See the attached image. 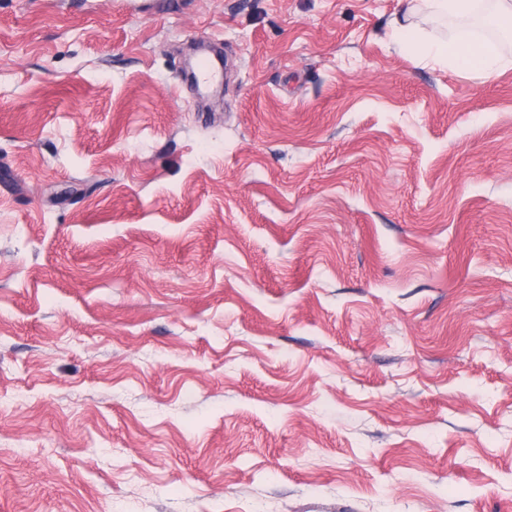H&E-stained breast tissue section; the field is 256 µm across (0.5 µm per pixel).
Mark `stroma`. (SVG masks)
<instances>
[{"label": "stroma", "mask_w": 512, "mask_h": 512, "mask_svg": "<svg viewBox=\"0 0 512 512\" xmlns=\"http://www.w3.org/2000/svg\"><path fill=\"white\" fill-rule=\"evenodd\" d=\"M401 10L0 0V512H512V66ZM397 23L399 25L395 26L394 35L398 44L420 50L436 64L453 63L466 66L480 72L485 77H493L509 65V62L500 55L498 49L491 44L485 43L480 46L476 54H471L469 53L470 44L466 42L448 44L447 41H430L421 35L418 28L404 25L399 20ZM472 62L477 66L471 67L470 63Z\"/></svg>", "instance_id": "1"}]
</instances>
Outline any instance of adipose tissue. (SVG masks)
<instances>
[{"mask_svg":"<svg viewBox=\"0 0 512 512\" xmlns=\"http://www.w3.org/2000/svg\"><path fill=\"white\" fill-rule=\"evenodd\" d=\"M395 38L401 46L420 50L433 62L438 64L453 63L456 65H475L483 76L492 77L507 67V60L502 57L498 49L490 44L480 47L478 52H471L470 46L465 42L448 44L427 40L420 30L410 25L400 24L394 28Z\"/></svg>","mask_w":512,"mask_h":512,"instance_id":"obj_1","label":"adipose tissue"}]
</instances>
